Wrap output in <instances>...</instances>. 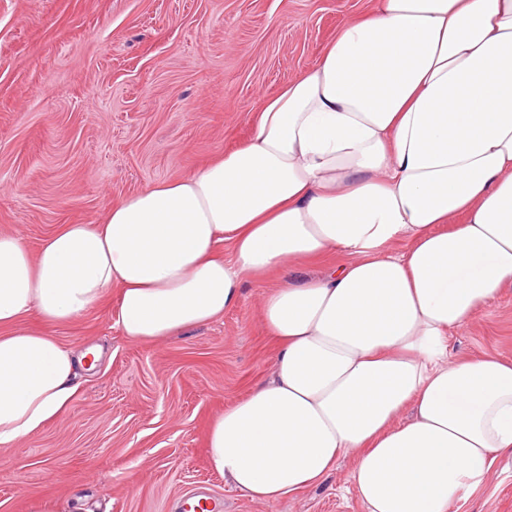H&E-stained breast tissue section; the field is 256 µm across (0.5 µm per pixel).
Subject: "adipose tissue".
Here are the masks:
<instances>
[{
    "label": "adipose tissue",
    "instance_id": "1",
    "mask_svg": "<svg viewBox=\"0 0 512 512\" xmlns=\"http://www.w3.org/2000/svg\"><path fill=\"white\" fill-rule=\"evenodd\" d=\"M284 270L261 294L271 374L212 421V470L275 502L352 454L365 512H449L481 489L512 456V362L449 356L448 333L512 288V0H378L261 100L242 147L37 254L1 233L0 449L72 401L84 357L49 328L109 288L123 335L161 341Z\"/></svg>",
    "mask_w": 512,
    "mask_h": 512
}]
</instances>
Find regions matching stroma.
Returning <instances> with one entry per match:
<instances>
[{
	"label": "stroma",
	"instance_id": "stroma-1",
	"mask_svg": "<svg viewBox=\"0 0 512 512\" xmlns=\"http://www.w3.org/2000/svg\"><path fill=\"white\" fill-rule=\"evenodd\" d=\"M371 3L0 0V232L37 251L62 225L97 223L243 146L260 98L314 65ZM262 286L246 281L222 318L160 343L122 335L115 288L54 327L62 343L104 355L57 420L0 450V512H184L195 494L222 512H364L352 455L276 503L239 496L208 465L213 418L273 366ZM448 353L512 361V289L451 332ZM451 512H512V458Z\"/></svg>",
	"mask_w": 512,
	"mask_h": 512
}]
</instances>
